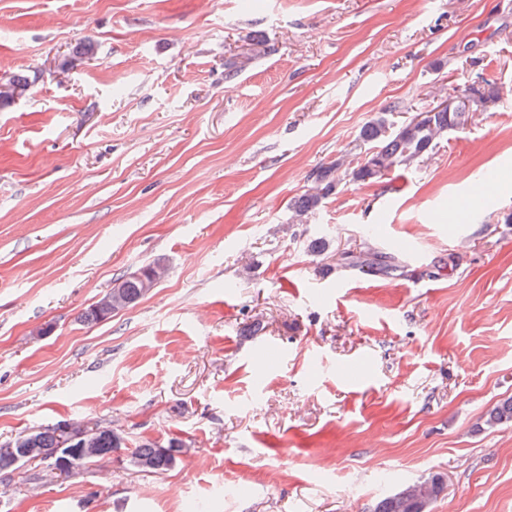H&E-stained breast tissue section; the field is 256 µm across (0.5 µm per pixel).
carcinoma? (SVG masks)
<instances>
[{"mask_svg":"<svg viewBox=\"0 0 512 512\" xmlns=\"http://www.w3.org/2000/svg\"><path fill=\"white\" fill-rule=\"evenodd\" d=\"M465 101L455 112L433 107L422 113V119L410 126L405 123L394 125L391 114L399 111L400 106L393 105L365 123L359 138L369 145V152L361 162L346 166L343 161H332L313 169L308 175L310 187L302 194L292 198L289 204L292 223L302 224L319 210L330 196L334 195L343 182L374 181L383 178L389 172L408 167L429 153L438 140L450 131L465 129L474 114L482 111L480 103L495 102L499 91L490 81H484L480 87H471L463 91ZM166 273V267L153 262L140 267L133 273L116 278L112 285V296L119 297V306L108 311L99 303H94L82 314L86 324L106 321L121 311L134 307L147 295L146 284L160 282ZM504 422H512V397L503 400L488 415L487 425L494 427ZM64 423L46 426L35 431L33 442L19 447V440L0 445V481L10 480V474L30 463L44 464L53 471L57 470L69 476L78 474L87 464L112 459V454L127 447L124 431L110 426H98L96 432L87 439V447L74 448L71 455L74 468L58 463L66 448L61 446L65 437ZM182 445L174 440L162 445L155 441L138 442L130 454V464L141 472L164 473L171 470L179 461ZM444 491L441 476L432 475L423 480L405 485L389 497L380 501L374 512H429L421 506L420 498L427 496V503H433Z\"/></svg>","mask_w":512,"mask_h":512,"instance_id":"cac0c4a2","label":"carcinoma"}]
</instances>
